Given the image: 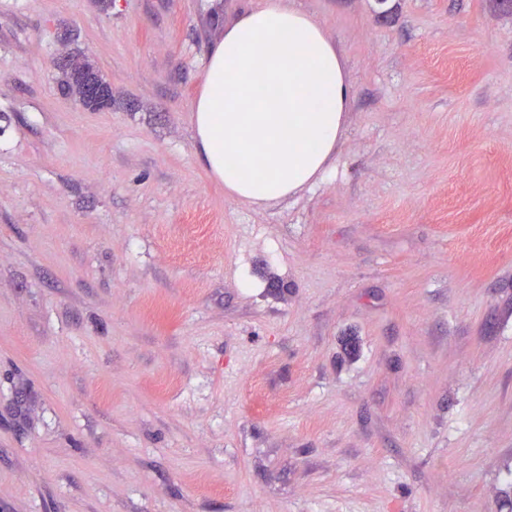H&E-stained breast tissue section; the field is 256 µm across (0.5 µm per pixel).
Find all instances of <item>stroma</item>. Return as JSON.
Returning a JSON list of instances; mask_svg holds the SVG:
<instances>
[{"mask_svg": "<svg viewBox=\"0 0 512 512\" xmlns=\"http://www.w3.org/2000/svg\"><path fill=\"white\" fill-rule=\"evenodd\" d=\"M261 2L0 0V512H512V10L293 0L354 97L254 208L190 112ZM80 68H63L59 79L62 93L68 97L78 98L84 96L86 88H99L109 91L111 86L101 77L99 70L89 61L84 60Z\"/></svg>", "mask_w": 512, "mask_h": 512, "instance_id": "35a3bbf8", "label": "stroma"}]
</instances>
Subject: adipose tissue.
Returning <instances> with one entry per match:
<instances>
[{
	"label": "adipose tissue",
	"instance_id": "obj_1",
	"mask_svg": "<svg viewBox=\"0 0 512 512\" xmlns=\"http://www.w3.org/2000/svg\"><path fill=\"white\" fill-rule=\"evenodd\" d=\"M354 95L335 43L288 0L224 27L191 110L197 154L226 195L262 207L329 173Z\"/></svg>",
	"mask_w": 512,
	"mask_h": 512
}]
</instances>
